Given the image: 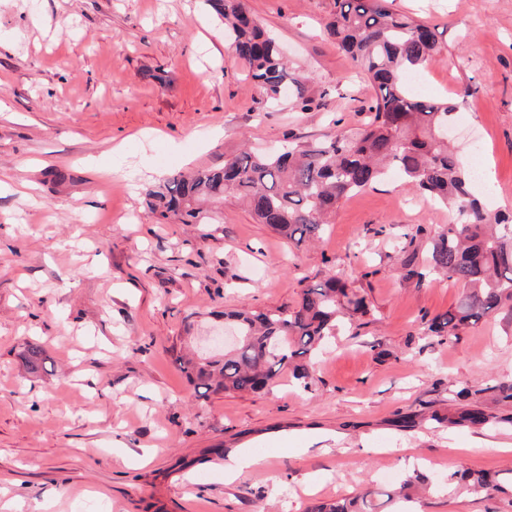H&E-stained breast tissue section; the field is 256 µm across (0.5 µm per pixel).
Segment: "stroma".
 <instances>
[{
  "label": "stroma",
  "instance_id": "stroma-1",
  "mask_svg": "<svg viewBox=\"0 0 512 512\" xmlns=\"http://www.w3.org/2000/svg\"><path fill=\"white\" fill-rule=\"evenodd\" d=\"M246 3L312 110L267 101L203 0H0V512H307L396 493L415 469H512V401L494 390L512 383V311L443 340L428 323L462 287L406 277L447 209L389 173L299 246L231 196L201 231L148 213L144 191L165 178L368 116L371 86L323 33L334 0ZM391 7L436 29L420 94L458 103L448 140L489 172L470 192L512 212V0ZM334 275L369 312L319 354L311 391L287 373L265 393L196 396L175 355H214L225 312L294 309ZM29 343L46 356L36 374ZM465 387L500 424L429 423L466 409ZM219 445L259 463L226 480ZM414 507L512 512V495L435 486Z\"/></svg>",
  "mask_w": 512,
  "mask_h": 512
}]
</instances>
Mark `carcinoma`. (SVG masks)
<instances>
[{"label": "carcinoma", "instance_id": "carcinoma-1", "mask_svg": "<svg viewBox=\"0 0 512 512\" xmlns=\"http://www.w3.org/2000/svg\"><path fill=\"white\" fill-rule=\"evenodd\" d=\"M224 24L234 54L270 100L293 87L294 101L310 109L303 78L290 71L276 39L249 13L244 0H205ZM327 34L351 58L357 74L373 91L369 116L356 131L336 130L315 145L293 139L268 154L244 150L218 169L175 175L145 191L151 213L175 216L183 224H214L213 205L227 196L245 201L259 224L282 239L301 244L319 237L326 216L342 202L396 170L404 182L432 205L448 208L452 221L431 238L427 268L413 266L408 276L421 284L426 273L440 275L465 292L457 304L434 317L428 331L456 337L458 331L499 310L512 311V215L491 214L474 198L472 170L461 166L442 132L457 109L448 100L417 96L407 77L431 63L440 51L435 30L392 11L388 0H335ZM368 313L365 298L331 276L303 288L292 310L230 311L240 336L236 348L220 358L175 357L190 385L213 392L259 393L279 373L293 371L303 389L311 387L308 365L336 329ZM450 427L475 428L490 422L480 410L432 415ZM468 493L491 496L512 488V470L498 479L485 473H452L448 483ZM368 490L352 498L320 504L311 512H386Z\"/></svg>", "mask_w": 512, "mask_h": 512}]
</instances>
